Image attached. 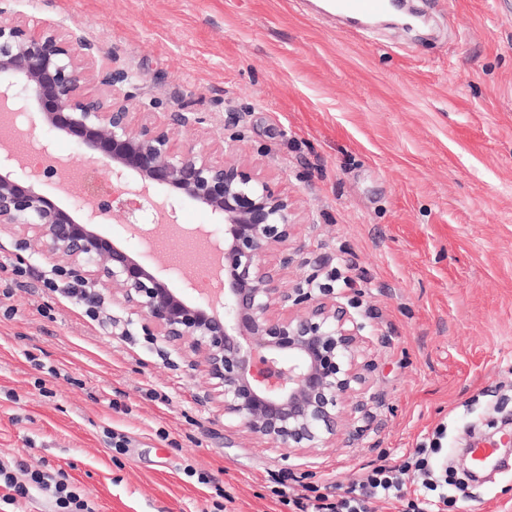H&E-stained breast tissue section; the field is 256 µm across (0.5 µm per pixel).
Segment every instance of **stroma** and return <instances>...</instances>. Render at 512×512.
<instances>
[{
  "label": "stroma",
  "mask_w": 512,
  "mask_h": 512,
  "mask_svg": "<svg viewBox=\"0 0 512 512\" xmlns=\"http://www.w3.org/2000/svg\"><path fill=\"white\" fill-rule=\"evenodd\" d=\"M413 29H361L313 0H9L33 26L111 52L145 98L234 114L236 153L297 205L303 253L355 304L375 367L363 436L285 457L226 429L203 372L98 289L99 307L45 288L51 260L0 230V458L63 470L98 512H287L268 475L345 494L362 468L438 442L448 512H512V454L482 479L470 444L512 435V0H408ZM26 147L92 162L29 115ZM152 257L181 282L183 243L152 212ZM59 368L41 374L40 365ZM43 379L44 388L34 385ZM125 432L124 453L104 432ZM207 473L213 485L187 476Z\"/></svg>",
  "instance_id": "stroma-1"
}]
</instances>
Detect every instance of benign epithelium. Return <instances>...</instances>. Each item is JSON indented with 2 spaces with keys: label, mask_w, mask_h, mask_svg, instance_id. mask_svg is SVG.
Masks as SVG:
<instances>
[{
  "label": "benign epithelium",
  "mask_w": 512,
  "mask_h": 512,
  "mask_svg": "<svg viewBox=\"0 0 512 512\" xmlns=\"http://www.w3.org/2000/svg\"><path fill=\"white\" fill-rule=\"evenodd\" d=\"M0 7V112L35 107L40 120L70 137L122 192L93 196L72 211L35 184L14 176L22 157L0 153V227L58 270L140 317L147 335L180 352L186 368L202 369L211 404L230 427L288 455L334 448L360 438L372 360L366 325L319 281L324 261L297 259L295 201L264 169L213 140L209 120L182 101L157 116L112 54L71 30H39L5 20ZM180 129L196 137L179 145ZM41 175L71 194L69 167ZM161 186L169 195L153 198ZM157 220L187 200L224 225L220 288L187 297L170 279L97 232L114 213L136 226L138 200ZM315 264L306 272L304 267ZM302 272L288 279V270Z\"/></svg>",
  "instance_id": "7a95c632"
}]
</instances>
